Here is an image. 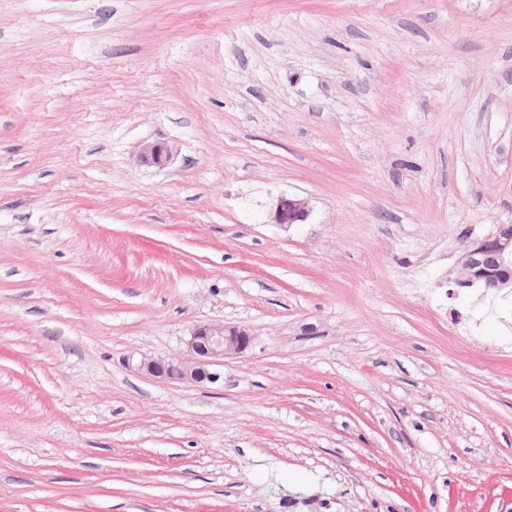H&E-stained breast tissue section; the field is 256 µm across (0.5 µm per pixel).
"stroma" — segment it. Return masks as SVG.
<instances>
[{
	"label": "stroma",
	"mask_w": 512,
	"mask_h": 512,
	"mask_svg": "<svg viewBox=\"0 0 512 512\" xmlns=\"http://www.w3.org/2000/svg\"><path fill=\"white\" fill-rule=\"evenodd\" d=\"M500 224L512 0H0V512H512ZM136 159L141 165L164 168L173 160V150L165 142L147 143L139 148ZM309 214L308 203L303 199L281 196L273 212L276 224H300ZM512 243L511 224H501L499 233L474 239L466 245L462 258L464 280L461 284L480 283L484 288H501L512 279L511 268L504 263L502 253ZM489 258L493 260L489 262ZM255 336L254 331L242 326L198 324L187 343V357H144L139 369L162 380L192 385L215 384L220 381L221 375L210 367L224 357L244 354L251 348Z\"/></svg>",
	"instance_id": "35a3bbf8"
}]
</instances>
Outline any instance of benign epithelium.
<instances>
[{"label": "benign epithelium", "mask_w": 512, "mask_h": 512, "mask_svg": "<svg viewBox=\"0 0 512 512\" xmlns=\"http://www.w3.org/2000/svg\"><path fill=\"white\" fill-rule=\"evenodd\" d=\"M136 159L142 165L164 168L173 160V150L165 142L147 143L139 148ZM308 214L305 200L282 196L276 203L273 222L300 224ZM511 244L512 226L509 224L501 225L496 235L470 241L462 258V284L472 286L480 283L488 289H497L511 280L512 269L502 258L503 251ZM254 340V331L246 327L222 323L198 324L187 343V357H145L139 369L162 380L192 385L215 384L220 381L221 375L211 367L224 357L245 353Z\"/></svg>", "instance_id": "benign-epithelium-1"}]
</instances>
